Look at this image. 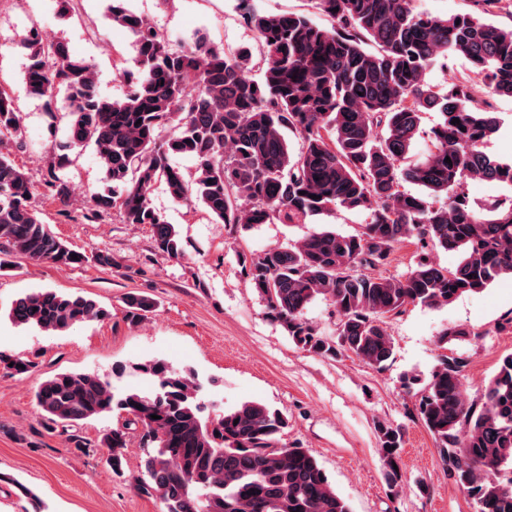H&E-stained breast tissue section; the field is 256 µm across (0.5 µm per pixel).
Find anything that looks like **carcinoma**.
Wrapping results in <instances>:
<instances>
[{"label":"carcinoma","instance_id":"cac0c4a2","mask_svg":"<svg viewBox=\"0 0 512 512\" xmlns=\"http://www.w3.org/2000/svg\"><path fill=\"white\" fill-rule=\"evenodd\" d=\"M314 2L331 27L303 14L246 11L262 48L259 80L249 76L248 52L228 54L203 36L174 49L126 0H110L107 8L108 19L134 38L136 69L119 70L125 98L102 96L94 67L72 56L66 42L44 39L35 24L23 40V80L50 106L64 95L69 122L58 161L68 159L67 150L94 147L107 188L91 198L93 211L117 209L126 224L150 225L156 246L172 257L181 255L178 232L150 201L158 180L174 201L197 200L224 224L252 227L273 218L295 224L339 207L367 212L355 235L313 232L264 251L244 270L267 314L296 344L323 357L342 349L382 370L393 353L387 315L409 304L447 305L512 277V196L480 214L467 194L476 179L512 191V162L483 151L500 119L487 100L476 99L482 89L512 97V28L469 13H415L410 0ZM450 58L465 59L469 73L444 91L426 73ZM425 112L440 114L432 146L405 167ZM286 130L302 135L296 155ZM23 132L19 107L0 85V135L20 140ZM175 156L190 159L194 174L175 166ZM404 181L425 192H407ZM46 188L68 206L64 180L55 177ZM33 193L26 175L0 153L1 246L34 261L91 259L112 267V255L89 258L55 236L33 208ZM412 238L458 252V264L421 261L403 279L372 274L395 244ZM318 298L336 310L334 338L304 318ZM126 307L130 319L140 320L154 302L130 296ZM107 316L91 298L48 289L19 296L7 312L12 324L48 333ZM0 365L24 375L36 362L0 355ZM136 370L154 380L153 390L117 397L95 373L61 372L42 383L36 403L64 428L114 412L130 416L105 432L101 445L109 449L112 473L121 475L129 426H141L155 452L146 455L137 485L158 495L163 512H351L308 449L278 446L288 427L278 410L244 401L211 418L194 375L159 359ZM419 414L479 512H512V479L491 477L512 467V354L485 386L479 407L466 395L459 358L440 355ZM379 434L385 480L396 487L402 436L389 425Z\"/></svg>","mask_w":512,"mask_h":512}]
</instances>
